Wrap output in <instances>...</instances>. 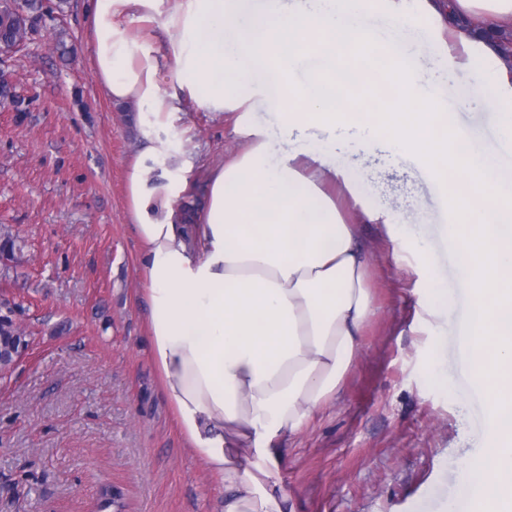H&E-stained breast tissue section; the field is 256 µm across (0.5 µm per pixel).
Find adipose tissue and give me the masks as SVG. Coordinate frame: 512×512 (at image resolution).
I'll list each match as a JSON object with an SVG mask.
<instances>
[{"label": "adipose tissue", "mask_w": 512, "mask_h": 512, "mask_svg": "<svg viewBox=\"0 0 512 512\" xmlns=\"http://www.w3.org/2000/svg\"><path fill=\"white\" fill-rule=\"evenodd\" d=\"M374 15L424 28L435 65L477 80L512 140V58L478 37L512 31V0H453L449 12L440 0H263L256 12L251 0L86 4L96 81L131 110L126 205L160 388L188 447L221 478L223 512H285L284 445L335 399L374 312L331 143L277 151L253 120L259 107L286 138L357 128L422 160L454 197L461 232L448 245L471 299L470 372L487 410L474 499L512 512V172L424 96L417 63L366 26ZM166 68L176 91L161 85ZM188 99L235 113L248 142L211 172L190 218L171 174L195 158L168 137Z\"/></svg>", "instance_id": "ef3b65f1"}]
</instances>
